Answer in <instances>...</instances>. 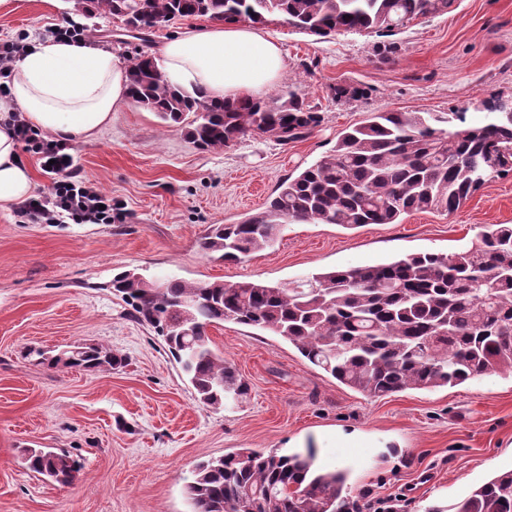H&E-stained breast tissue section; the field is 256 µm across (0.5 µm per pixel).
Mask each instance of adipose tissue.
Returning a JSON list of instances; mask_svg holds the SVG:
<instances>
[{"mask_svg":"<svg viewBox=\"0 0 512 512\" xmlns=\"http://www.w3.org/2000/svg\"><path fill=\"white\" fill-rule=\"evenodd\" d=\"M159 57L173 82L214 101L262 95L285 67L280 47L261 31L220 22L166 41ZM129 99L127 63L100 40H34L14 59L0 90V205L26 203L35 189L13 114L64 147L95 138Z\"/></svg>","mask_w":512,"mask_h":512,"instance_id":"adipose-tissue-1","label":"adipose tissue"}]
</instances>
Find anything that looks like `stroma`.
<instances>
[{
    "label": "stroma",
    "instance_id": "obj_1",
    "mask_svg": "<svg viewBox=\"0 0 512 512\" xmlns=\"http://www.w3.org/2000/svg\"><path fill=\"white\" fill-rule=\"evenodd\" d=\"M74 0H17L0 13V45L52 36ZM265 31L293 89L322 121L285 145L258 137L224 150L196 148L184 129L130 103L95 139L70 147L75 179L112 201L108 224H46L0 207V512H188L195 465L242 448L313 446L325 469L349 474L353 496L398 499V512H442L512 469V375L372 398L309 363L273 333L226 323L209 328L216 349L249 385L247 398L203 409L163 340L132 316L109 283L123 270L148 277L289 287L313 274L453 254L490 224H512V177L484 185L458 211L413 212L399 224L291 223L240 262L203 256L210 225L261 211L278 184L331 150L375 112H456L484 120L485 101L512 99V0H455L394 35L304 34L281 16ZM359 96H337V87ZM76 342L119 350L127 365L93 372L29 362V347ZM356 431L357 445L330 438ZM26 447L78 459L75 481L43 480L22 464Z\"/></svg>",
    "mask_w": 512,
    "mask_h": 512
}]
</instances>
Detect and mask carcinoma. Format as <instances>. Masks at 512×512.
I'll return each instance as SVG.
<instances>
[{
    "label": "carcinoma",
    "instance_id": "obj_1",
    "mask_svg": "<svg viewBox=\"0 0 512 512\" xmlns=\"http://www.w3.org/2000/svg\"><path fill=\"white\" fill-rule=\"evenodd\" d=\"M455 0H86V13L113 16L148 42L164 23L206 17L222 23L283 16L299 32L392 36L419 18L448 12ZM130 98L180 126L199 149L218 150L259 133L282 145L321 122L295 91L266 100L216 102L173 83L155 58L129 61ZM487 121L466 112H378L343 133L332 150L283 180L264 211L215 224L202 255L240 260L271 246L291 221L397 224L414 211L451 214L487 182L512 174V108L489 103ZM50 169L71 177L73 158L52 154ZM135 318L156 329L205 409L248 394L235 365L212 346L208 328L236 323L269 331L337 381L371 397L456 386L512 373V224H493L451 255H408L376 266L315 274L307 288L265 281L157 282L133 270L111 281ZM49 368H117L112 349L78 344L57 354L30 349ZM314 451L283 455L243 448L198 463L185 486L192 512H359L342 470L313 468ZM27 470L69 484L81 463L66 453L25 448ZM453 512H512V471L474 489Z\"/></svg>",
    "mask_w": 512,
    "mask_h": 512
}]
</instances>
